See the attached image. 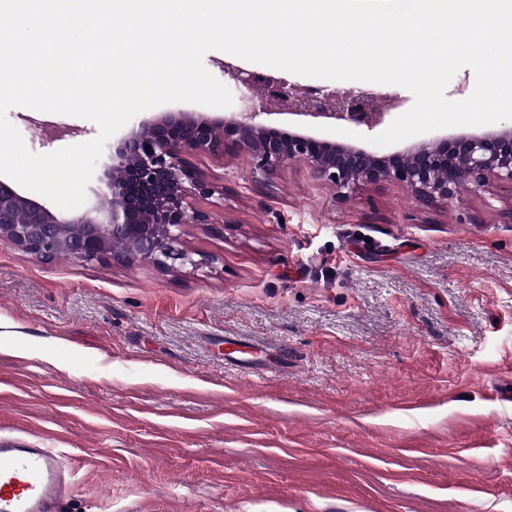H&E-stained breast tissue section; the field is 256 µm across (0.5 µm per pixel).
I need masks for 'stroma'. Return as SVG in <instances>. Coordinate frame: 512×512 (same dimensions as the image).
Instances as JSON below:
<instances>
[{
    "mask_svg": "<svg viewBox=\"0 0 512 512\" xmlns=\"http://www.w3.org/2000/svg\"><path fill=\"white\" fill-rule=\"evenodd\" d=\"M8 118L36 154L99 133ZM194 163L193 265L0 238V439L72 466L65 512H512V182L343 198Z\"/></svg>",
    "mask_w": 512,
    "mask_h": 512,
    "instance_id": "1",
    "label": "stroma"
}]
</instances>
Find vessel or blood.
Wrapping results in <instances>:
<instances>
[{
    "mask_svg": "<svg viewBox=\"0 0 512 512\" xmlns=\"http://www.w3.org/2000/svg\"><path fill=\"white\" fill-rule=\"evenodd\" d=\"M72 477L54 449L0 441V512H59Z\"/></svg>",
    "mask_w": 512,
    "mask_h": 512,
    "instance_id": "obj_1",
    "label": "vessel or blood"
}]
</instances>
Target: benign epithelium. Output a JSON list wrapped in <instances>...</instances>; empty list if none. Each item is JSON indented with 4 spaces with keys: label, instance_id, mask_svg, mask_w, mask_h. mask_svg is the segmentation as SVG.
Wrapping results in <instances>:
<instances>
[{
    "label": "benign epithelium",
    "instance_id": "7a95c632",
    "mask_svg": "<svg viewBox=\"0 0 512 512\" xmlns=\"http://www.w3.org/2000/svg\"><path fill=\"white\" fill-rule=\"evenodd\" d=\"M224 77L241 90L240 111L222 119L166 112L139 120L107 146L112 155L104 173L108 192L85 209L56 213L0 179V237L37 258L183 267L193 260L182 245V229L209 223L192 199L215 193L192 158L241 150L249 154L255 174L270 176L289 162L303 161L315 179L342 196L359 184L389 182L429 202L480 188L491 178L512 182V125L380 153L265 122L287 114L307 126L353 124L372 131L386 116L372 96L350 88H319L310 95L228 61ZM115 243L125 248L116 251Z\"/></svg>",
    "mask_w": 512,
    "mask_h": 512
}]
</instances>
